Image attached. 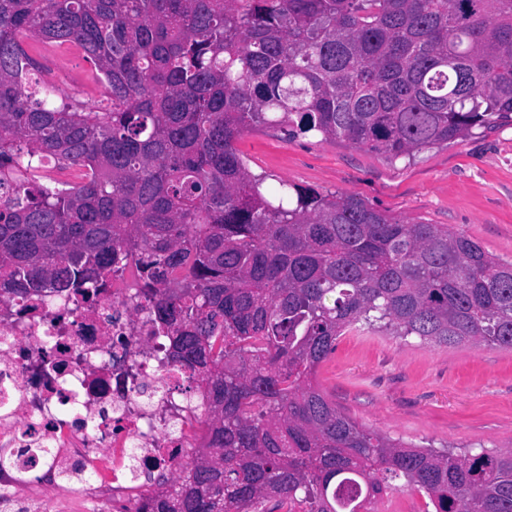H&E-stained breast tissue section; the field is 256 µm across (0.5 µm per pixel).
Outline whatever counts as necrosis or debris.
I'll list each match as a JSON object with an SVG mask.
<instances>
[{
	"label": "necrosis or debris",
	"mask_w": 512,
	"mask_h": 512,
	"mask_svg": "<svg viewBox=\"0 0 512 512\" xmlns=\"http://www.w3.org/2000/svg\"><path fill=\"white\" fill-rule=\"evenodd\" d=\"M134 281L130 269L102 274L88 300L0 295V453L12 459L0 491L51 512L45 488L70 467L99 476L94 494L113 512H135L145 486L129 472L130 449L142 472L174 475L205 439L199 379L158 361Z\"/></svg>",
	"instance_id": "obj_1"
}]
</instances>
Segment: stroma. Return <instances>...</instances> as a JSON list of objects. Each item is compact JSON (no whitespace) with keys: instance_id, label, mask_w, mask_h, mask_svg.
<instances>
[{"instance_id":"obj_1","label":"stroma","mask_w":512,"mask_h":512,"mask_svg":"<svg viewBox=\"0 0 512 512\" xmlns=\"http://www.w3.org/2000/svg\"><path fill=\"white\" fill-rule=\"evenodd\" d=\"M29 55L61 79L62 94L87 104L90 65L73 46L29 44ZM269 188L344 193L391 218L441 224L512 262V123L454 144L392 160L340 139L292 138L260 126L236 142ZM314 381L344 414L391 439L455 453L512 451V349L436 345L416 337L351 330Z\"/></svg>"}]
</instances>
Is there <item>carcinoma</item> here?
Wrapping results in <instances>:
<instances>
[{
  "label": "carcinoma",
  "mask_w": 512,
  "mask_h": 512,
  "mask_svg": "<svg viewBox=\"0 0 512 512\" xmlns=\"http://www.w3.org/2000/svg\"><path fill=\"white\" fill-rule=\"evenodd\" d=\"M79 47L104 107L25 44ZM512 122V0H0V282L90 295L134 265L207 438L138 512H512V453L378 434L314 384L352 328L512 348V263L352 196L270 191L257 126L411 158ZM48 164L78 167L75 184ZM378 512L406 511L421 512L433 511V506L428 498L417 490L404 488L402 491L394 492L384 496L377 503Z\"/></svg>",
  "instance_id": "carcinoma-1"
}]
</instances>
